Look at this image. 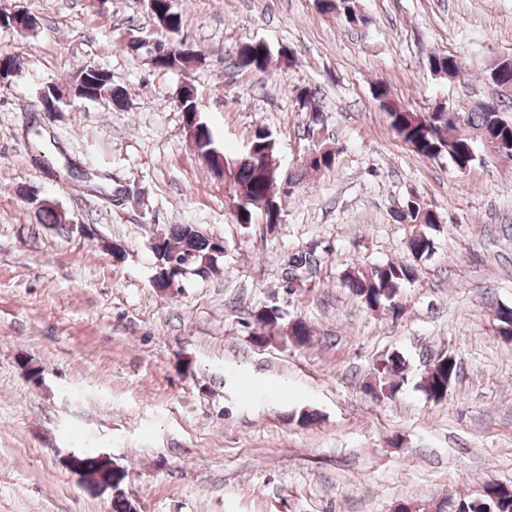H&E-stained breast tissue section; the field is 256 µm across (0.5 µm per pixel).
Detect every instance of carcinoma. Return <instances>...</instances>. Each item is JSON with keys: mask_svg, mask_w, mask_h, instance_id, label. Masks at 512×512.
Segmentation results:
<instances>
[{"mask_svg": "<svg viewBox=\"0 0 512 512\" xmlns=\"http://www.w3.org/2000/svg\"><path fill=\"white\" fill-rule=\"evenodd\" d=\"M319 9L324 14L335 13L347 23L358 21L364 14L358 9L355 0H321ZM156 26L166 33L167 41L176 44L174 36L182 27L181 14L173 11L171 0H155L148 8ZM271 49L260 40L248 39L235 48V64L264 72L268 69ZM430 71L442 78L452 77L458 70V63L448 54H433L428 58ZM75 86L83 95L95 99L123 104V93L112 85V76L97 65L83 67L75 78ZM316 91L301 90L299 102L302 110L309 114L310 124L318 125L323 115L315 103ZM375 97L380 108L386 112L390 127L403 143L409 145L420 156L427 158L446 157L452 167L471 165L477 157V147L482 135L495 131L512 141V123L505 121L500 113L486 110L485 103L478 104L469 111H448V108H434L427 112H417L395 100L387 86L377 87ZM254 152L238 156L224 155V165L229 168L232 181L237 185L235 214L238 223H252L255 212L261 210L258 202L270 192L280 193V188L293 190L300 185L301 175L283 176L275 156V140L265 127H257L252 136ZM268 159L263 170L253 161L254 154ZM403 224L431 225L435 218L419 199L406 202V209L398 216ZM163 251L154 256L155 262L167 264L172 261L191 269H201L209 275L218 270L220 257L216 255L215 237L207 236L196 229L194 224H179L171 232L162 236ZM409 250L415 260L429 256L434 250V242L424 232L413 230L408 239ZM416 278V269L407 264L388 263L369 272L352 270L345 277L346 286L370 309H393L401 312L402 306L396 301L400 287ZM257 324L263 333L254 336L258 344H264L277 337L303 345L309 340V330L301 322L285 328L280 324L281 315L275 307H264L258 311ZM498 334L512 336V307L498 306L495 313ZM406 360L393 353L383 360L378 369L379 387L382 391H392L404 381ZM458 375V364L447 362L433 364L426 371L422 389L427 397L442 400ZM80 461L95 484L112 485V512H132V502L124 491L126 475L112 466L108 460L97 454L84 453ZM486 493L475 499H462L458 502V512H512V489L498 483L484 486Z\"/></svg>", "mask_w": 512, "mask_h": 512, "instance_id": "obj_1", "label": "carcinoma"}]
</instances>
